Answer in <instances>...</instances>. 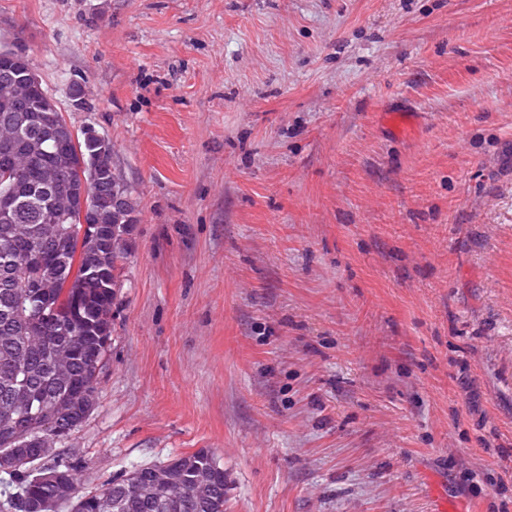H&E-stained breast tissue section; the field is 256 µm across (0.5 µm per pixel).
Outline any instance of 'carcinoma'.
I'll return each mask as SVG.
<instances>
[{"instance_id":"cac0c4a2","label":"carcinoma","mask_w":512,"mask_h":512,"mask_svg":"<svg viewBox=\"0 0 512 512\" xmlns=\"http://www.w3.org/2000/svg\"><path fill=\"white\" fill-rule=\"evenodd\" d=\"M17 152L37 161L34 178H41L50 186L60 216H52L47 199L22 189L24 174H5V156ZM111 170L110 141L98 143L85 138V132L74 130L43 85L0 75V199L9 194L17 202L16 219H0V252L13 246L14 226L26 224L31 245L43 253L42 264L23 271L0 265V402L11 396L12 380L20 365L26 370L29 388L43 398L40 414L15 418L7 428L0 420V448L10 446L24 433L35 436L64 428L83 412L85 396L71 393L55 380L52 352L72 336L60 325L71 321L76 330L89 332L83 337L74 377L81 385L95 379L92 358L102 347L100 338L110 335L115 271L125 259L123 235L134 213L129 188ZM108 174L112 175V196L121 198L122 203L116 206L107 198L87 197L84 223L94 225L95 234L78 241L66 228L74 223L72 209L78 204L81 188ZM103 232L112 235L109 254L102 252L97 239ZM77 248L83 265L91 269L103 267L107 276L88 277L79 271L73 274L67 284L56 289L53 308L38 324L45 336L43 345H26L23 336L32 324L11 309L13 294L18 288L31 289L39 280L54 274V261ZM167 472L186 489L178 503H163L148 491L135 493L125 478L102 485L101 495L92 496L78 512H224V468L213 455L199 450L175 458L167 463ZM202 479L209 482V490L200 497L195 494V487Z\"/></svg>"}]
</instances>
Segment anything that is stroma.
<instances>
[{
  "label": "stroma",
  "mask_w": 512,
  "mask_h": 512,
  "mask_svg": "<svg viewBox=\"0 0 512 512\" xmlns=\"http://www.w3.org/2000/svg\"><path fill=\"white\" fill-rule=\"evenodd\" d=\"M1 44L136 203L81 493L205 450L224 512H512V0H0Z\"/></svg>",
  "instance_id": "1"
}]
</instances>
